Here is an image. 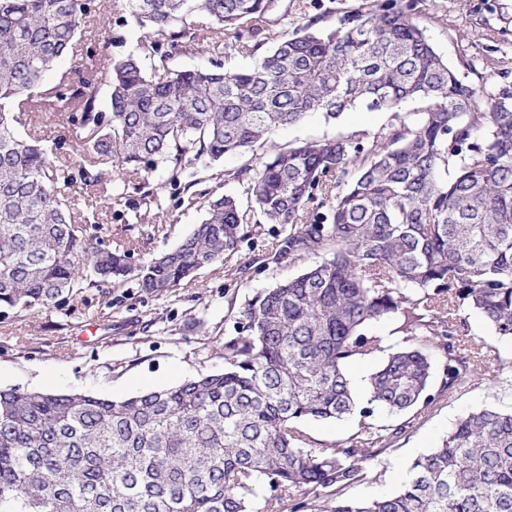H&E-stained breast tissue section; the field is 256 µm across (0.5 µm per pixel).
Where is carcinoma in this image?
Returning a JSON list of instances; mask_svg holds the SVG:
<instances>
[{"instance_id":"1","label":"carcinoma","mask_w":512,"mask_h":512,"mask_svg":"<svg viewBox=\"0 0 512 512\" xmlns=\"http://www.w3.org/2000/svg\"><path fill=\"white\" fill-rule=\"evenodd\" d=\"M93 3L0 0V309L60 307L129 280L167 295L262 222L280 226L277 263L319 261L247 301L221 371L120 400L0 389V512H253L259 497L278 512L296 493V512H512V408L460 418L396 492L345 496L410 427L379 414L425 412L512 367L464 317L475 310L512 339V89L487 97L449 68L417 22L421 0H328L290 34L271 29L279 0H127L145 33L107 65L103 112L92 58L46 81L75 54ZM216 28L225 58L248 55L249 67L167 66L163 44L193 52ZM356 106L392 119L373 135L267 151L279 127ZM33 112L75 136H20ZM245 152L256 163L224 173L234 191L210 196L200 224L137 267L73 193L109 182L124 206L134 178L156 205L158 168L188 191L201 168ZM379 322L396 324L398 343L372 332ZM379 354L357 395L348 366ZM349 418L357 432L332 448L302 429Z\"/></svg>"}]
</instances>
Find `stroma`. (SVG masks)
<instances>
[{
	"label": "stroma",
	"instance_id": "obj_1",
	"mask_svg": "<svg viewBox=\"0 0 512 512\" xmlns=\"http://www.w3.org/2000/svg\"><path fill=\"white\" fill-rule=\"evenodd\" d=\"M116 2L97 0L85 38L96 54L112 59L132 52L140 36L134 24L121 21ZM418 20L436 52L473 88L491 96L512 87V0H423ZM390 120V113L360 106L331 123L316 114L280 128L272 142L284 147L339 134H372ZM151 183L161 200L160 209L151 211L134 192L127 207H111L107 184L79 192L94 197L104 241L132 247L135 264L178 244L204 215L201 206L188 205L167 184L164 172L155 173ZM278 230L275 224L262 225L232 257L200 269L163 297L145 294L130 281L87 289L61 308L0 315V387L120 399L223 369L217 349L233 335L239 308L256 292L314 263L310 257L290 265L270 261ZM486 407H512V377L479 381L422 414H379L380 423L396 425L407 418L412 427L380 456L351 496L395 492L397 472L408 471L415 459L436 448L458 419Z\"/></svg>",
	"mask_w": 512,
	"mask_h": 512
}]
</instances>
